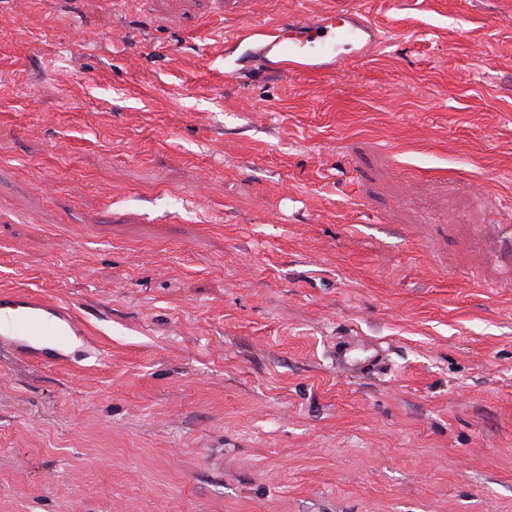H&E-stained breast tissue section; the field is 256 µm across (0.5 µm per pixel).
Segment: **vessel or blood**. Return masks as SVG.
<instances>
[{
    "label": "vessel or blood",
    "instance_id": "vessel-or-blood-1",
    "mask_svg": "<svg viewBox=\"0 0 512 512\" xmlns=\"http://www.w3.org/2000/svg\"><path fill=\"white\" fill-rule=\"evenodd\" d=\"M271 34L269 47L275 51L278 70L283 74L345 70L364 58L366 50L379 40L377 28L362 12L336 8L316 20L286 14L277 19ZM73 330L72 318L52 302L29 297L7 324L0 326V342L37 362L55 365L63 347L70 343ZM354 350L351 344L337 348V368L369 370L371 359L355 360Z\"/></svg>",
    "mask_w": 512,
    "mask_h": 512
}]
</instances>
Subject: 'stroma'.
Segmentation results:
<instances>
[{"mask_svg": "<svg viewBox=\"0 0 512 512\" xmlns=\"http://www.w3.org/2000/svg\"><path fill=\"white\" fill-rule=\"evenodd\" d=\"M335 7L351 73H235ZM29 295L103 355L0 344V512H512V0H0ZM358 349L355 344H345L336 348V367L351 371H368L372 362L379 356L378 350L371 356L366 357L362 361H357L352 357V353Z\"/></svg>", "mask_w": 512, "mask_h": 512, "instance_id": "stroma-1", "label": "stroma"}]
</instances>
